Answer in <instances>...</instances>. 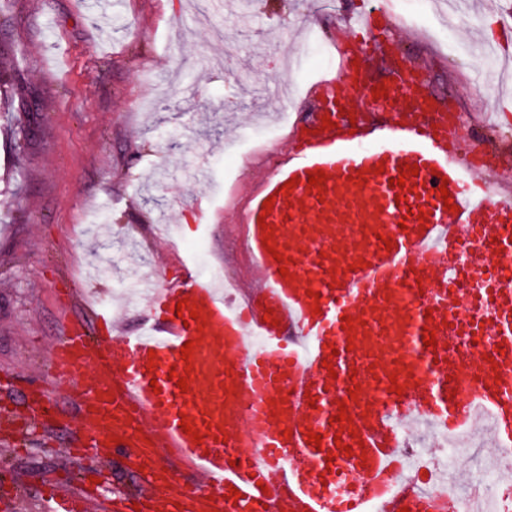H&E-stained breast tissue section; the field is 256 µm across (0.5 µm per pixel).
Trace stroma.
Masks as SVG:
<instances>
[{
  "label": "stroma",
  "instance_id": "35a3bbf8",
  "mask_svg": "<svg viewBox=\"0 0 512 512\" xmlns=\"http://www.w3.org/2000/svg\"><path fill=\"white\" fill-rule=\"evenodd\" d=\"M379 0L395 39L373 53L367 76L392 79L395 63L419 69L456 105L469 134L463 150L493 141L512 157V70L495 36L496 7ZM363 0H0V406L22 423L26 386L52 379L50 351L94 296L139 331L145 313L113 300L116 278L86 280L111 259L122 275L172 276L181 250L197 275L225 260L232 206L270 170L263 148L286 151L312 108L310 75L327 43L351 38ZM28 131L15 150L17 127ZM256 127L267 141L248 139ZM63 399L24 425L0 453V482L39 512L44 487L113 512L133 492L121 456L95 449L65 457L71 440Z\"/></svg>",
  "mask_w": 512,
  "mask_h": 512
}]
</instances>
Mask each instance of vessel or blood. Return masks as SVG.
<instances>
[{"instance_id":"obj_1","label":"vessel or blood","mask_w":512,"mask_h":512,"mask_svg":"<svg viewBox=\"0 0 512 512\" xmlns=\"http://www.w3.org/2000/svg\"><path fill=\"white\" fill-rule=\"evenodd\" d=\"M336 58L308 87L317 116L238 214L255 269L241 303L190 275L153 287L147 334L114 332L101 306L103 335L75 320L52 350V390L76 409L72 447L120 439L153 512H442L424 486L393 493L402 433L477 428L484 457L512 444V280L476 259H512V196L466 179L448 105L415 70L378 98L365 44ZM358 101L389 121H352ZM476 336L487 342L470 359ZM392 377L401 395L378 402L370 381ZM470 382L473 407L460 398ZM42 501L88 509L53 488Z\"/></svg>"}]
</instances>
